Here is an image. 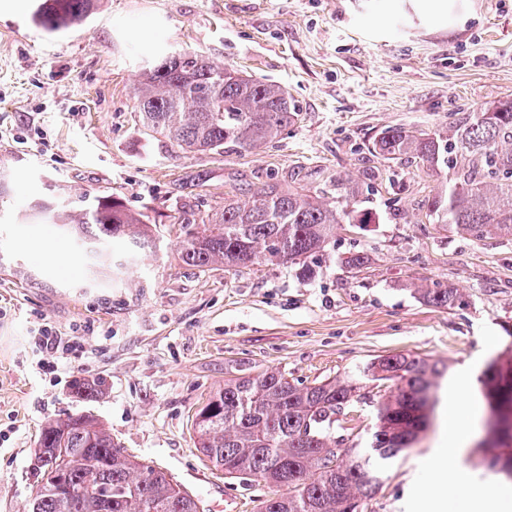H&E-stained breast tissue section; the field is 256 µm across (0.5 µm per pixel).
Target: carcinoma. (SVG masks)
I'll list each match as a JSON object with an SVG mask.
<instances>
[{"mask_svg":"<svg viewBox=\"0 0 512 512\" xmlns=\"http://www.w3.org/2000/svg\"><path fill=\"white\" fill-rule=\"evenodd\" d=\"M97 0H43L33 19L49 33L81 23ZM135 111L143 128L181 152L222 156L251 151L296 124L300 112L288 91L264 78H244L198 53L173 54L142 70ZM373 155L413 158L444 174L441 188L422 209L429 224L477 240L512 237V97L453 113L448 130L381 129L366 145ZM358 193L342 179L330 190L301 191L268 182L215 208L196 201L178 212L180 261L205 270L256 263L308 266L334 248L336 225L365 224ZM50 215L72 236L91 267H109L118 279L129 261L154 252L159 225L144 211L112 195L84 192L63 203L40 199L27 205ZM125 249L113 251L116 241ZM439 307L463 304L456 288L423 290ZM448 365L412 353L374 358L341 379L314 385L292 383L279 370L245 373L224 381L197 411V448L220 471L282 489L261 502L259 512H356L377 493L384 468L428 430ZM486 411L512 416V357L490 361L478 376ZM73 394L92 400L101 382L76 379ZM364 404L375 424L365 444L336 441V422ZM512 447V429L492 427L484 456L498 461ZM83 489L68 497L57 481ZM35 496L30 512H199L197 502L167 476L126 454L93 416L68 415L43 426L30 472Z\"/></svg>","mask_w":512,"mask_h":512,"instance_id":"cac0c4a2","label":"carcinoma"}]
</instances>
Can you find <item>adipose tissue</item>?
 Returning a JSON list of instances; mask_svg holds the SVG:
<instances>
[{
  "mask_svg": "<svg viewBox=\"0 0 512 512\" xmlns=\"http://www.w3.org/2000/svg\"><path fill=\"white\" fill-rule=\"evenodd\" d=\"M481 413L477 395L467 389L465 379L452 382L446 392V433L434 449L429 468L444 488L441 495L421 496L419 512H505L512 494L492 497L476 490L468 474L456 464L471 439V426Z\"/></svg>",
  "mask_w": 512,
  "mask_h": 512,
  "instance_id": "obj_1",
  "label": "adipose tissue"
}]
</instances>
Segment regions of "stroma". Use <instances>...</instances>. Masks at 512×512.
Masks as SVG:
<instances>
[{
	"label": "stroma",
	"mask_w": 512,
	"mask_h": 512,
	"mask_svg": "<svg viewBox=\"0 0 512 512\" xmlns=\"http://www.w3.org/2000/svg\"><path fill=\"white\" fill-rule=\"evenodd\" d=\"M99 0L79 28L35 25V0L0 9V512H26L29 468L47 420L88 412L115 442L173 478L201 512H257L271 487L204 461L193 420L237 370L285 372L311 385L373 358L413 353L478 376L512 347V238L476 240L422 221L440 176L385 162L366 144L386 126L435 130L451 113L512 94V0ZM195 52L285 87L300 121L274 143L217 156L152 137L134 110L141 68ZM376 191L367 224H341L336 247L300 267L184 266L169 215L194 198L223 200L274 179ZM112 194L152 208L160 250L113 280L90 272L49 219L26 205L49 187ZM360 250L361 269L339 254ZM459 289L437 308L418 291ZM73 336L67 358L35 346L44 323ZM56 361L50 373L42 365ZM104 378L91 401L76 378ZM440 424L386 470L367 512H416L438 494L425 461Z\"/></svg>",
	"instance_id": "obj_1"
}]
</instances>
